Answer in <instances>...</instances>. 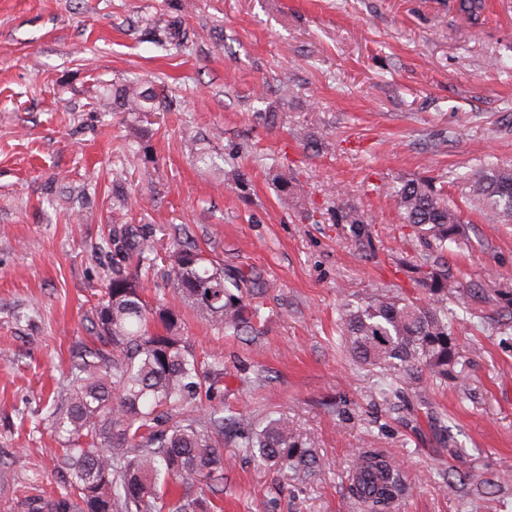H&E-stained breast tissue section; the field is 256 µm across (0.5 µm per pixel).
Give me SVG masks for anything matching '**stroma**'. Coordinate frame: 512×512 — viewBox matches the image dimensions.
Segmentation results:
<instances>
[{
    "mask_svg": "<svg viewBox=\"0 0 512 512\" xmlns=\"http://www.w3.org/2000/svg\"><path fill=\"white\" fill-rule=\"evenodd\" d=\"M147 17L181 22L183 48L146 42ZM136 80L157 112L92 110ZM484 164L512 168V0L476 16L460 0H0V512L63 486L45 416L117 224L259 282L255 333L188 310L183 334L223 355L225 415L287 417L316 462L259 465L225 443L222 512H361L349 468L367 449L398 463L392 512H512V224L487 222L463 179ZM428 176L467 222L447 255L460 358L448 384L386 399L400 374L352 359L339 305L417 296L422 243L393 190Z\"/></svg>",
    "mask_w": 512,
    "mask_h": 512,
    "instance_id": "35a3bbf8",
    "label": "stroma"
}]
</instances>
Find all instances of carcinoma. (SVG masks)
Instances as JSON below:
<instances>
[{"mask_svg":"<svg viewBox=\"0 0 512 512\" xmlns=\"http://www.w3.org/2000/svg\"><path fill=\"white\" fill-rule=\"evenodd\" d=\"M144 25L157 44H183L185 31L175 22L158 29L146 19ZM100 98L103 109L159 108L153 89L137 81L115 91L104 86ZM464 180L487 202L486 220L512 223V169L481 167ZM394 198L404 221L424 236V250L408 265L424 298L342 299L344 341L355 359L397 369L407 385L418 383L424 371L446 381L459 344L448 316L450 273L440 258L462 238L463 219L431 179L403 182ZM109 243L118 260L88 317L94 343L77 345L66 384L53 396L51 428L61 439L58 465L70 478V491L48 499L26 495L24 512H213L217 505L208 493L224 491L226 428L261 462L296 469L314 464L287 419L257 429L241 416L226 427L224 406L202 408V400L224 395V357L199 361L182 336L181 310L145 299L143 281L157 253L151 237L122 225L112 230ZM200 252L194 244L172 242L166 282L186 307L225 335L253 330L257 309L244 288L255 283L226 274L213 257L196 259ZM350 490L366 512H388L401 483L385 456L365 451L352 462Z\"/></svg>","mask_w":512,"mask_h":512,"instance_id":"carcinoma-1","label":"carcinoma"}]
</instances>
